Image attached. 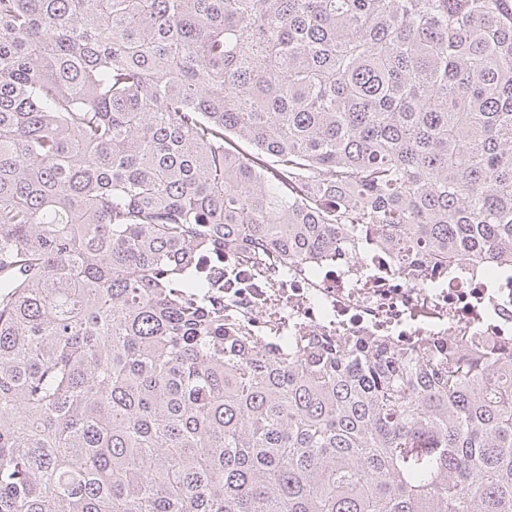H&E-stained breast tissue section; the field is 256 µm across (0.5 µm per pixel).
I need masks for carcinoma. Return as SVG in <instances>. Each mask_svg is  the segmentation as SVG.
I'll use <instances>...</instances> for the list:
<instances>
[{
	"mask_svg": "<svg viewBox=\"0 0 512 512\" xmlns=\"http://www.w3.org/2000/svg\"><path fill=\"white\" fill-rule=\"evenodd\" d=\"M354 237L512 259V0H0V512H512V345L193 275Z\"/></svg>",
	"mask_w": 512,
	"mask_h": 512,
	"instance_id": "carcinoma-1",
	"label": "carcinoma"
}]
</instances>
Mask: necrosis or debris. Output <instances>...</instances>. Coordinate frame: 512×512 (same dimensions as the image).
<instances>
[{"label": "necrosis or debris", "instance_id": "1", "mask_svg": "<svg viewBox=\"0 0 512 512\" xmlns=\"http://www.w3.org/2000/svg\"><path fill=\"white\" fill-rule=\"evenodd\" d=\"M224 280V307L257 336H388L416 340L477 336L495 347L512 338V264L482 275L468 265L420 280L395 268L391 252L353 239L315 263L271 248L225 252L199 267Z\"/></svg>", "mask_w": 512, "mask_h": 512}]
</instances>
